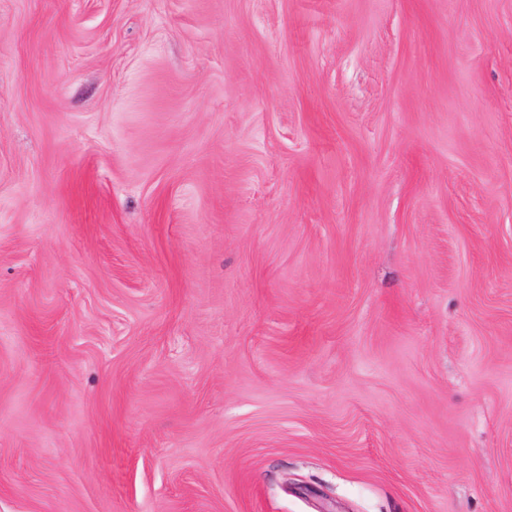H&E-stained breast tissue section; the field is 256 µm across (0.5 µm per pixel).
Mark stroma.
<instances>
[{"label":"stroma","instance_id":"35a3bbf8","mask_svg":"<svg viewBox=\"0 0 512 512\" xmlns=\"http://www.w3.org/2000/svg\"><path fill=\"white\" fill-rule=\"evenodd\" d=\"M0 512H512V0H0Z\"/></svg>","mask_w":512,"mask_h":512}]
</instances>
